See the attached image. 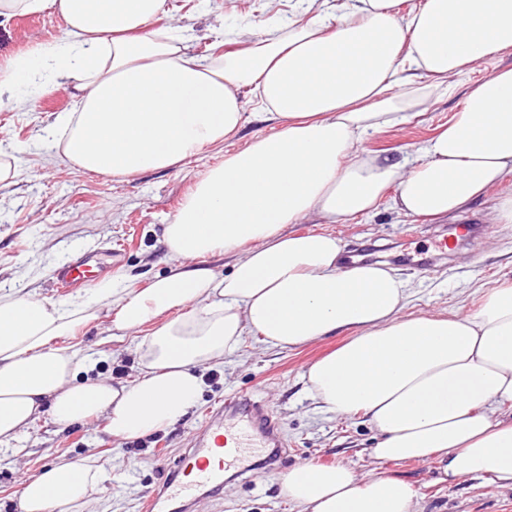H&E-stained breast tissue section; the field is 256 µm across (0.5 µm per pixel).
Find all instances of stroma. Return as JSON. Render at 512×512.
Listing matches in <instances>:
<instances>
[{"mask_svg": "<svg viewBox=\"0 0 512 512\" xmlns=\"http://www.w3.org/2000/svg\"><path fill=\"white\" fill-rule=\"evenodd\" d=\"M169 12L155 25L171 21L192 27V52L205 55L232 20L269 17L267 0H168ZM57 16L19 15L0 24V61L29 48L32 42L63 38ZM457 86L435 94L422 114L407 123L369 137L364 147L392 153L430 138L461 105ZM75 97L56 85L37 92L27 108L0 103V148L21 146L17 176L0 183V295L29 294L57 300L54 282L60 262L73 253L107 244L122 258L112 274L148 285L165 275L171 260L163 238L190 187L208 167L224 160L223 147L192 156L164 170L115 179L80 170L61 161L44 130L56 115L72 111ZM512 194V176L490 187L485 197L455 220L428 222L398 214L382 200L371 215L325 225V232L342 239L346 250L371 255L405 280L415 296L411 311L447 313L463 307L475 310L479 291L512 285V224L488 223L499 199ZM472 221L483 231L460 247L452 259L416 269L397 261L406 251L433 249L438 230L450 223ZM108 314L81 327L67 345L93 355L97 371L112 381L134 378L137 370L135 336H110ZM340 337L328 336L296 349H280L245 337L240 348L213 365L200 403L182 420L142 444L117 441L105 423L92 419L62 428L49 414L0 450V512H19L16 492L24 476L39 473L67 455L110 461L112 479L92 495V512H142L143 501L157 488L163 468L175 464L191 445L206 414L223 406L226 396L244 390L265 402L279 423L288 455L274 469L257 470L244 480L225 484L218 496H201L196 512H295L280 492V477L301 463L348 464L359 476L375 472L397 476L417 490L422 512H512V488L484 477H469L453 485L438 483L435 462H374L368 450L376 432L363 415L340 417L325 411L307 392L302 374L314 359L336 348Z\"/></svg>", "mask_w": 512, "mask_h": 512, "instance_id": "1", "label": "stroma"}]
</instances>
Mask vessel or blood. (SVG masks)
Here are the masks:
<instances>
[{"instance_id":"vessel-or-blood-1","label":"vessel or blood","mask_w":512,"mask_h":512,"mask_svg":"<svg viewBox=\"0 0 512 512\" xmlns=\"http://www.w3.org/2000/svg\"><path fill=\"white\" fill-rule=\"evenodd\" d=\"M100 272L90 260L68 257L57 270V288L62 292L80 288ZM192 442L146 500L144 512H191L201 491H223L226 470L244 462L252 449L285 446L269 410L244 392L229 395L223 407L207 415Z\"/></svg>"}]
</instances>
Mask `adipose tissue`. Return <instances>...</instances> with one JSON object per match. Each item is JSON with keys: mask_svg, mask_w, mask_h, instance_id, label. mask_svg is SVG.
Returning a JSON list of instances; mask_svg holds the SVG:
<instances>
[{"mask_svg": "<svg viewBox=\"0 0 512 512\" xmlns=\"http://www.w3.org/2000/svg\"><path fill=\"white\" fill-rule=\"evenodd\" d=\"M291 0L254 22L257 39L201 57L191 34L154 22L166 0H0V18L58 16L65 37L0 63V95L22 104L43 80L79 101L46 136L81 169L127 177L172 167L238 135L243 91L274 122L208 168L164 229L175 264L148 287L104 281L91 297H0V443L42 410L70 426L94 416L117 440L148 436L198 402L205 369L244 337L292 349L346 333L303 378L338 415L378 432L379 462L437 461L439 480L470 476L512 487V287L477 311L409 312L407 282L381 264H346L325 232L288 233L309 219L339 224L384 197L404 215L452 217L512 176V67L468 84L464 104L415 151L369 152L368 136L421 112L492 56L512 51V0ZM235 252L229 274L203 258ZM110 312L139 334L138 372L113 385L62 346ZM110 467L60 459L20 484V512H87ZM281 493L297 512H418L413 485L359 477L347 464H300Z\"/></svg>", "mask_w": 512, "mask_h": 512, "instance_id": "1", "label": "adipose tissue"}]
</instances>
